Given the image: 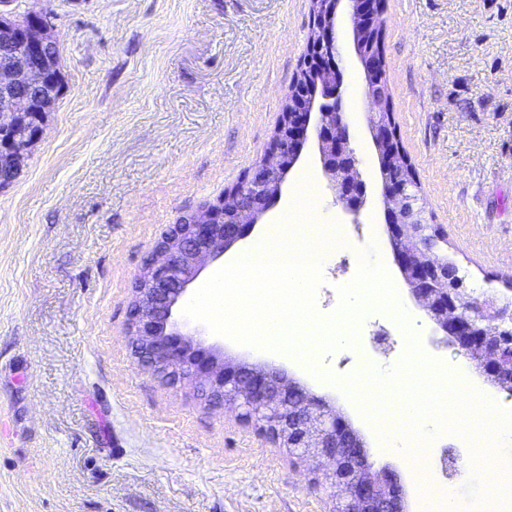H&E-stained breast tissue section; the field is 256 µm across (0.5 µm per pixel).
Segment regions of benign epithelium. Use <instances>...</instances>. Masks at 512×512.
I'll use <instances>...</instances> for the list:
<instances>
[{
	"instance_id": "benign-epithelium-1",
	"label": "benign epithelium",
	"mask_w": 512,
	"mask_h": 512,
	"mask_svg": "<svg viewBox=\"0 0 512 512\" xmlns=\"http://www.w3.org/2000/svg\"><path fill=\"white\" fill-rule=\"evenodd\" d=\"M344 1L366 94L376 112L371 139L381 170L395 167L397 133L383 118L385 58L376 44L381 38L382 0H314L311 41L316 55L306 57L303 67L317 75L324 102L309 97L304 89L288 99L285 123L291 145H283L274 135L268 152L241 185L197 210L191 223L172 225L155 243L153 258L132 289L128 336L142 368L186 380L208 400L233 402L247 421L261 423L273 417V427L262 432L299 458L326 464L316 472L317 484L345 491L338 512H404L397 475L371 467L363 438L326 399L284 372L224 360L215 349L182 333L178 319L202 269L246 239L280 196L308 132L317 138L329 187L352 220L358 221L366 187L350 147L343 75L335 64L336 16ZM13 40L23 44L24 53L15 56L0 50V188L16 177L25 151L42 136L41 116L64 90L54 64L59 39L46 14L32 11L17 22L0 12V41L7 46ZM413 189L407 180H383L385 234L398 269L417 305L449 338L455 353L494 386L511 393L512 303L499 304L493 291L482 300L471 297L460 268L437 252V226L426 223Z\"/></svg>"
}]
</instances>
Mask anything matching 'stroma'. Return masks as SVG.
I'll return each mask as SVG.
<instances>
[{"label":"stroma","instance_id":"1","mask_svg":"<svg viewBox=\"0 0 512 512\" xmlns=\"http://www.w3.org/2000/svg\"><path fill=\"white\" fill-rule=\"evenodd\" d=\"M391 112L430 223L475 296L512 280V0H384ZM47 12L65 89L17 179L0 189V512H333L338 497L304 462L213 406L186 382L138 368L127 335L132 286L154 243L221 200L269 148L307 53L312 0H6L23 19ZM350 145L367 200L351 221L307 140L283 197L253 231L279 223L303 176L322 224L346 248L322 268L320 318L340 304L369 247L415 302L384 230L381 173L346 11L336 24ZM355 346L324 353L338 375L391 370L409 333L438 363L456 358L424 312L414 329L370 307ZM225 358L284 368L326 397L366 442L374 468L400 476L409 512L418 477L381 447L346 392L287 359L188 320ZM452 449L461 507L473 469Z\"/></svg>","mask_w":512,"mask_h":512}]
</instances>
